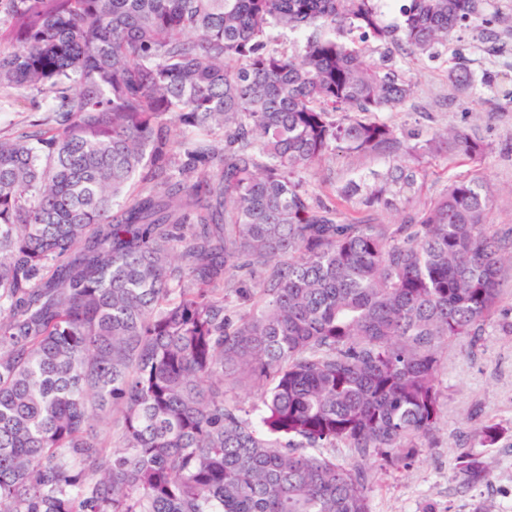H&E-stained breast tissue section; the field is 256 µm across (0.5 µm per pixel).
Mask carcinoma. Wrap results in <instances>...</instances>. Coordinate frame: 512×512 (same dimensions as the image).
<instances>
[{
    "mask_svg": "<svg viewBox=\"0 0 512 512\" xmlns=\"http://www.w3.org/2000/svg\"><path fill=\"white\" fill-rule=\"evenodd\" d=\"M476 13L0 0V105L50 112L0 137V512H370L366 463L424 447L448 340L480 345L512 251L474 178L379 224L299 174L397 140L359 113L403 105L410 84L363 44L431 56ZM286 30L296 53L274 47ZM484 151L448 131L406 147ZM413 183L401 170L368 200ZM458 466L489 476L475 455Z\"/></svg>",
    "mask_w": 512,
    "mask_h": 512,
    "instance_id": "1",
    "label": "carcinoma"
}]
</instances>
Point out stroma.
I'll use <instances>...</instances> for the list:
<instances>
[{
  "label": "stroma",
  "instance_id": "1",
  "mask_svg": "<svg viewBox=\"0 0 512 512\" xmlns=\"http://www.w3.org/2000/svg\"><path fill=\"white\" fill-rule=\"evenodd\" d=\"M478 17L457 28L438 56L412 55L372 43L370 58L391 54L395 69L410 80L412 94L394 110L371 113L374 121L395 128L399 144L384 154L359 155L337 150L302 180L323 201L348 218L398 224L423 210L446 187L449 178L478 177L492 197L489 229L512 244V0H477ZM465 64L477 80L470 89L457 86L450 70ZM463 130L486 146L476 159L441 153L413 161L417 186L409 202L394 208L368 205L363 195L343 198L349 181L377 184L392 165L404 159L403 144L422 141L443 130ZM441 422L431 447L406 467L372 470L367 485L370 512H512V335L488 328L478 348L452 341L438 372ZM498 430L483 442V426ZM481 456L491 474L466 483L458 472L461 455Z\"/></svg>",
  "mask_w": 512,
  "mask_h": 512
}]
</instances>
